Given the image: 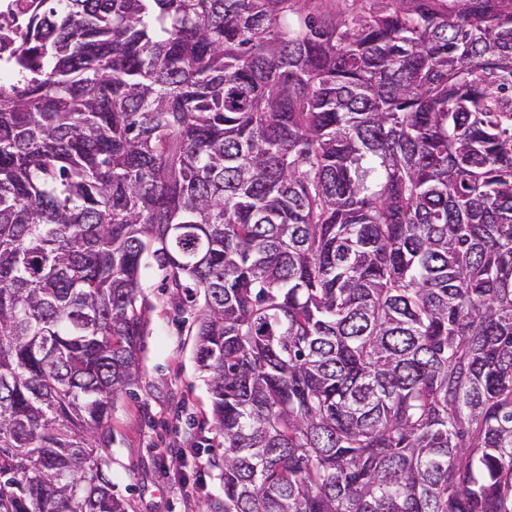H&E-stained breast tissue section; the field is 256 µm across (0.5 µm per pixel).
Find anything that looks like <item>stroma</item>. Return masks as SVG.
Here are the masks:
<instances>
[{
  "instance_id": "35a3bbf8",
  "label": "stroma",
  "mask_w": 512,
  "mask_h": 512,
  "mask_svg": "<svg viewBox=\"0 0 512 512\" xmlns=\"http://www.w3.org/2000/svg\"><path fill=\"white\" fill-rule=\"evenodd\" d=\"M162 278L149 268L142 281L153 309L140 380L112 413V481L127 512H222L224 450L194 360L196 308Z\"/></svg>"
}]
</instances>
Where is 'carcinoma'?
Wrapping results in <instances>:
<instances>
[{
	"label": "carcinoma",
	"instance_id": "1",
	"mask_svg": "<svg viewBox=\"0 0 512 512\" xmlns=\"http://www.w3.org/2000/svg\"><path fill=\"white\" fill-rule=\"evenodd\" d=\"M0 512H126L150 258L224 512H512V0L0 17Z\"/></svg>",
	"mask_w": 512,
	"mask_h": 512
}]
</instances>
